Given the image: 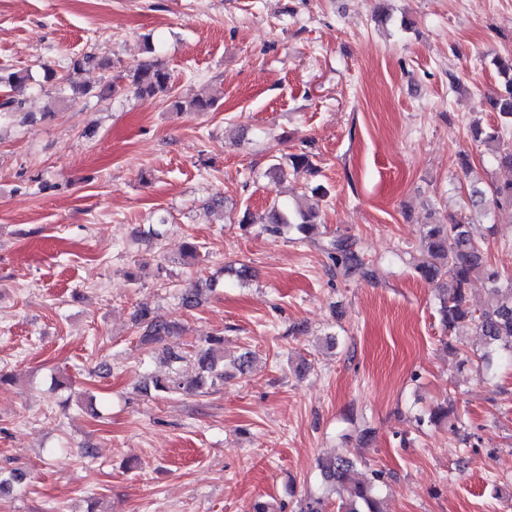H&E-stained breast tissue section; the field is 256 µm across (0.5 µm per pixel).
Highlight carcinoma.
<instances>
[{
  "mask_svg": "<svg viewBox=\"0 0 512 512\" xmlns=\"http://www.w3.org/2000/svg\"><path fill=\"white\" fill-rule=\"evenodd\" d=\"M146 50L150 57L127 71L128 88L140 97L166 98L172 91L171 75L154 49L148 46ZM90 65L104 68L107 62L92 55L77 58L61 78V84L70 90L69 99L90 96L105 101L124 90L114 82L93 86L76 81L75 76ZM494 65L502 78V86L487 97V105L490 111L497 113L501 124L486 128L475 122L471 125V136L473 141L487 147L494 164L512 170V56L498 58ZM30 80L25 71L0 72L1 113H22L25 120L36 121L32 113L24 111L25 101L15 96ZM171 106L177 112H209L216 106V99L197 96L184 102L175 100ZM314 170L311 155L302 152L272 163L268 174L282 180L290 174H312ZM469 204L475 211L512 212V180L485 187L472 184ZM318 217L319 210L312 205L299 201L291 207L274 202L257 220L250 212H244L241 223L259 222L271 235L288 227L295 230L301 240L319 247L343 274L371 275L355 243L312 237ZM493 232L494 225L481 226L462 213L448 216L446 224H424L420 230L424 260L414 266V272L421 279L437 285V314L444 331L450 334V340L445 342L448 353L459 355L460 348L456 345L459 329L473 328L481 336L480 348L460 359L459 365L475 366L484 382L493 380L503 364L512 363V276L501 273L485 259V243ZM475 276L485 285V301L479 308L469 302V285ZM134 322L142 330L141 338L146 344H161L177 331L176 324L157 315L146 304L135 311ZM223 343V336L212 335L190 355L165 349L168 363L175 365L174 371L146 382L145 393L205 394L224 384ZM416 421L420 426L446 423L450 429L460 431L452 399L417 415ZM319 471L322 483L335 495L336 512H384L382 490L386 479L383 471L375 470L371 477L362 478L356 461L347 454L321 459ZM329 503L327 496L310 495L301 503L300 512H327Z\"/></svg>",
  "mask_w": 512,
  "mask_h": 512,
  "instance_id": "obj_1",
  "label": "carcinoma"
}]
</instances>
